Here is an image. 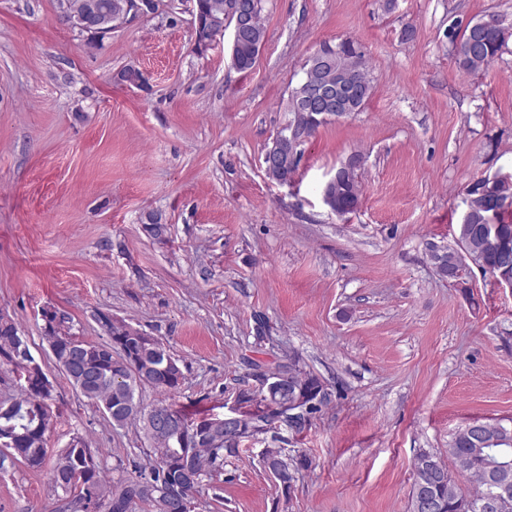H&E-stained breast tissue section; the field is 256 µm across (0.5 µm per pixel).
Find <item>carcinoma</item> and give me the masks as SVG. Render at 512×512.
I'll return each instance as SVG.
<instances>
[{
	"label": "carcinoma",
	"instance_id": "1",
	"mask_svg": "<svg viewBox=\"0 0 512 512\" xmlns=\"http://www.w3.org/2000/svg\"><path fill=\"white\" fill-rule=\"evenodd\" d=\"M101 7L112 16L113 27L125 23L129 16L131 0H98ZM263 0H257L249 25L243 33V44L236 51L235 67L241 72L253 68L256 57L265 44L266 29L263 23ZM502 29L484 26L482 20L469 21L458 31L448 33L455 62L466 71L488 68L499 55L503 46ZM340 67L362 92L361 98L352 104L351 110H363L371 95V80L358 49H350L339 57ZM363 190L356 169H351L329 186V208L339 217L356 210ZM512 196V180H501L494 186L475 187L469 191L468 208L479 219L489 213L491 203L500 196ZM478 223L466 228L457 225L456 235L466 236L467 252L474 266L485 273L500 272L512 275V265L503 263L504 251L512 249V212H502L497 219V234L483 235L476 230ZM50 320L44 325V336L54 351L56 366L73 387L86 399L103 409L112 426L124 427L138 422L147 442V463L135 466V476L113 483L106 479L101 463V452L91 449V459H86L85 441L80 436L70 438L68 444L56 454L50 483L62 502V512H84L85 496L92 489L96 498V512H131L132 506L142 503L150 512H182V502L161 488L179 483V471L187 465L196 475V491H201L203 477L224 468V459L238 452L241 436L224 434V444L214 447L209 442L192 445L187 450L185 463L173 458V451L184 447L174 435L155 434L146 421L148 409L139 398L140 391L151 388L162 393L177 392L183 381L182 369L171 377L165 369L167 362L180 364V360L167 350L159 340L133 336L130 325L99 312L96 315L106 341L93 343L73 332L71 316L55 307L46 310ZM20 330L8 315L0 313V368L15 372L19 364L14 353ZM279 373L288 387L296 394L309 397L315 402L310 414L318 413L328 401L324 382L319 375L300 368L299 358L288 356V363L280 366ZM39 377L25 383H17L18 394L0 401V430L16 434L15 444L0 454V466L7 459L20 462L32 469L43 466L48 448L46 434L54 421L49 401L54 388L39 386ZM245 406L254 408L252 419L258 424V432H268L273 424L274 413L268 403V393L260 389L240 390ZM155 408L183 422L188 427L205 426L209 417L192 418L172 404L159 403ZM488 446L483 439L459 428L448 444L450 464L423 451L415 459L416 482L411 501H416L417 488L437 499L441 512H480L479 496L487 491L508 489V498L500 502L499 512H512V468L499 471L491 468ZM264 467L274 477L284 496H289L295 484L308 468L306 455L285 456L278 448H270L262 457ZM465 477L473 483V490L466 491L459 483Z\"/></svg>",
	"mask_w": 512,
	"mask_h": 512
}]
</instances>
